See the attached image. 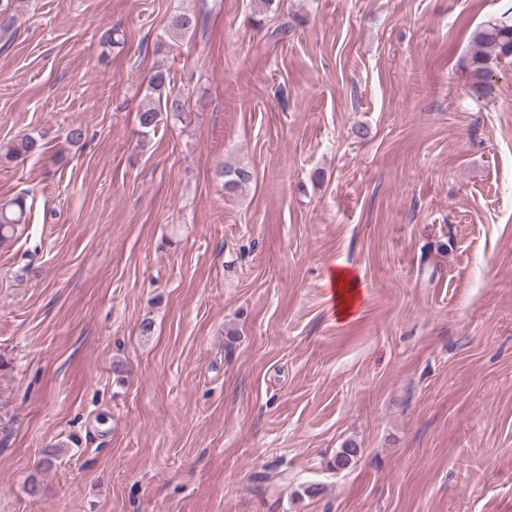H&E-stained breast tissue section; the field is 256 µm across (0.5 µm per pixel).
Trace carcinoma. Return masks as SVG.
Returning a JSON list of instances; mask_svg holds the SVG:
<instances>
[{
	"instance_id": "carcinoma-1",
	"label": "carcinoma",
	"mask_w": 512,
	"mask_h": 512,
	"mask_svg": "<svg viewBox=\"0 0 512 512\" xmlns=\"http://www.w3.org/2000/svg\"><path fill=\"white\" fill-rule=\"evenodd\" d=\"M205 13L176 12L170 16L168 35L177 39L193 35L204 25ZM472 51L467 59L470 92L477 98L486 96L493 77V67L512 59V18L508 14L477 26L471 33ZM149 95L155 103L144 106L138 112V126L142 140L156 132L162 112L181 114L186 111V101L171 95L169 74L162 67L152 69L147 80ZM42 137L25 133L10 142L0 145V164L7 165L18 159L42 152ZM224 176V189L229 193L247 191L253 180L252 171L246 166L225 164L221 168ZM27 209L25 198L19 195L0 203V245H6L14 238L17 227L26 223ZM355 444L344 445L334 457L332 466L336 470L347 468L356 456Z\"/></svg>"
}]
</instances>
